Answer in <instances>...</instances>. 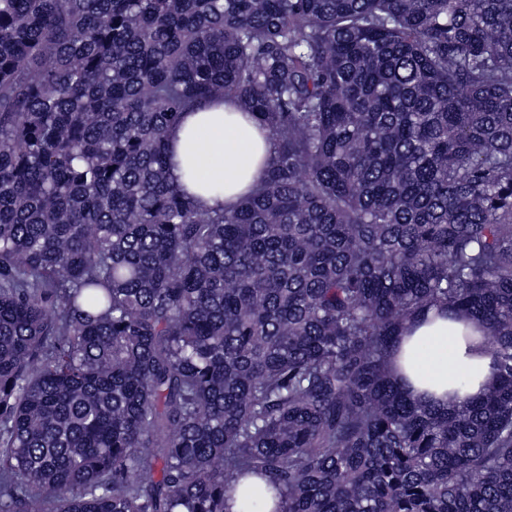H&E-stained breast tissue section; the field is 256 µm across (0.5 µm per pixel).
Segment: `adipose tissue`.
Returning a JSON list of instances; mask_svg holds the SVG:
<instances>
[{"label": "adipose tissue", "instance_id": "adipose-tissue-1", "mask_svg": "<svg viewBox=\"0 0 512 512\" xmlns=\"http://www.w3.org/2000/svg\"><path fill=\"white\" fill-rule=\"evenodd\" d=\"M171 174L198 205L221 208L237 202L260 178L274 144L255 118L217 101L184 114L169 134ZM472 327L433 309L401 343L396 367L414 396L443 398L456 391L476 395L494 376L491 358L473 342Z\"/></svg>", "mask_w": 512, "mask_h": 512}]
</instances>
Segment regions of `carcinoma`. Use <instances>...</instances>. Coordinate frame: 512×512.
Instances as JSON below:
<instances>
[{
    "mask_svg": "<svg viewBox=\"0 0 512 512\" xmlns=\"http://www.w3.org/2000/svg\"><path fill=\"white\" fill-rule=\"evenodd\" d=\"M231 99L240 202L171 177ZM433 307L496 382L389 371ZM512 512V0H0V512ZM274 500L267 507L268 499ZM168 142L173 179L207 208L236 203L261 177L274 148L268 130L224 101L184 114Z\"/></svg>",
    "mask_w": 512,
    "mask_h": 512,
    "instance_id": "cac0c4a2",
    "label": "carcinoma"
}]
</instances>
